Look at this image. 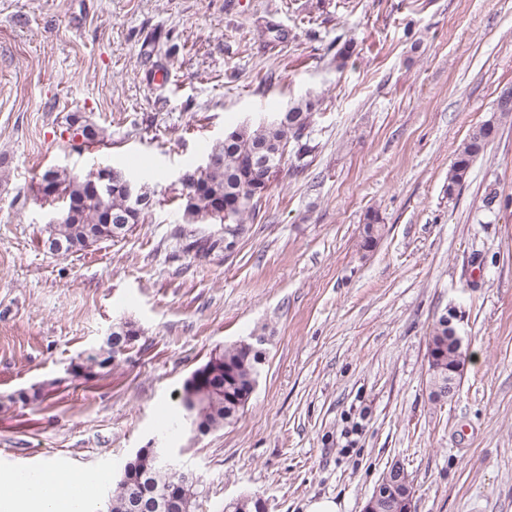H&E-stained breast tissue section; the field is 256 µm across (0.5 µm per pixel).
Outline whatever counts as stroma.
Listing matches in <instances>:
<instances>
[{"instance_id": "obj_1", "label": "stroma", "mask_w": 512, "mask_h": 512, "mask_svg": "<svg viewBox=\"0 0 512 512\" xmlns=\"http://www.w3.org/2000/svg\"><path fill=\"white\" fill-rule=\"evenodd\" d=\"M508 86L512 0H0V476L48 461L115 475L154 446L201 477L197 512L243 493L267 512L324 497L362 512L398 461L415 512H512V207L484 201L512 197V119L447 193ZM302 97L319 101L303 173L281 170L234 249L183 252L176 227H224L183 224L180 173ZM73 114L104 141L76 148ZM104 165L148 188L146 222L49 252L42 174ZM370 209L384 230L366 252ZM446 313L465 368L437 403L427 340ZM126 321L138 340L74 376ZM255 334L266 362L244 411L174 429L184 380ZM503 91L498 96L490 118L475 127L468 138L457 148L448 169L449 197L458 194L466 183L474 162L485 154L487 142L493 130L500 128L504 120L512 117V88L511 91L508 88L505 89V95L510 93L507 99L502 97Z\"/></svg>"}]
</instances>
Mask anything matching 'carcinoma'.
<instances>
[{
  "label": "carcinoma",
  "instance_id": "obj_1",
  "mask_svg": "<svg viewBox=\"0 0 512 512\" xmlns=\"http://www.w3.org/2000/svg\"><path fill=\"white\" fill-rule=\"evenodd\" d=\"M317 102L305 97L288 104L285 116L257 125L237 126L224 133V141L215 145L210 154L217 162L203 170L191 168L187 174L193 183L182 189L183 216L188 224L212 220L224 225V238L185 237L183 250L199 258L209 256L216 249L226 250L235 238L245 232L247 220L256 216L258 205L276 179L283 160H288L293 172L303 171L307 157L317 149L311 138V123ZM512 117V95L498 97L489 119L472 130L457 148L448 169V197L459 193L474 162L487 150L493 130ZM69 126L76 135L103 141L94 126L72 116ZM126 173L115 169L111 193L101 200L88 177H78L57 169H48L41 176L40 191L45 201L61 200L67 216L63 224H48L45 241L62 245L58 252L77 253L102 240L124 238L128 232L145 222L149 209L135 207L124 189ZM365 233L360 248L372 250L382 237L384 225L378 211L370 210L364 218ZM134 324L124 322L112 329L99 352L83 359L85 368L94 373L112 365L115 353L128 347L127 336ZM428 343L434 346V361L429 363V386L435 379L448 376V370L461 362V352L455 346L453 331L444 319L434 326ZM265 353L261 342L238 341L217 350V361L212 373L198 377L193 371L182 385L180 405L187 409V401L195 396L200 406L192 416L195 432L205 435L232 423L248 405L258 384ZM123 470L131 472L128 480H117L107 498V512H173L163 508L168 490L178 484L182 473L165 461L128 460Z\"/></svg>",
  "mask_w": 512,
  "mask_h": 512
}]
</instances>
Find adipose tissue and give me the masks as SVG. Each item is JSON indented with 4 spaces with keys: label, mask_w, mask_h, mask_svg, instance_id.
<instances>
[{
    "label": "adipose tissue",
    "mask_w": 512,
    "mask_h": 512,
    "mask_svg": "<svg viewBox=\"0 0 512 512\" xmlns=\"http://www.w3.org/2000/svg\"><path fill=\"white\" fill-rule=\"evenodd\" d=\"M108 479L103 472L71 474L47 463L34 474L0 480V512H82Z\"/></svg>",
    "instance_id": "adipose-tissue-1"
}]
</instances>
